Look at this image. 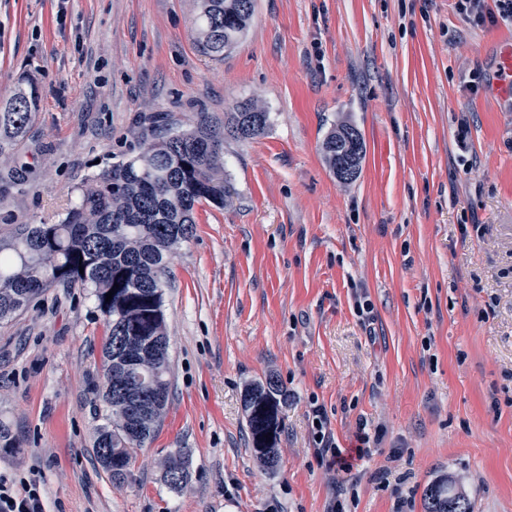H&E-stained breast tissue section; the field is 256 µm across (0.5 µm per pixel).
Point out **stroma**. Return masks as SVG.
I'll return each mask as SVG.
<instances>
[{
    "mask_svg": "<svg viewBox=\"0 0 512 512\" xmlns=\"http://www.w3.org/2000/svg\"><path fill=\"white\" fill-rule=\"evenodd\" d=\"M193 0H0V96L34 79L40 107L0 157V229L55 224L90 175L146 139L236 101L269 114L224 144V206H197L167 260L169 401L113 484L94 453L108 409L105 320L53 288L0 322V478L46 512H425L456 480L473 512H512V96L498 39L454 0H254L223 56L191 37ZM478 90H470L471 80ZM350 124L365 156L340 180L321 151ZM274 374L290 397L280 463L252 452L242 404ZM343 453L323 461L313 409ZM188 460L178 488L169 455Z\"/></svg>",
    "mask_w": 512,
    "mask_h": 512,
    "instance_id": "stroma-1",
    "label": "stroma"
}]
</instances>
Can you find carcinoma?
Segmentation results:
<instances>
[{
    "instance_id": "carcinoma-1",
    "label": "carcinoma",
    "mask_w": 512,
    "mask_h": 512,
    "mask_svg": "<svg viewBox=\"0 0 512 512\" xmlns=\"http://www.w3.org/2000/svg\"><path fill=\"white\" fill-rule=\"evenodd\" d=\"M193 2L194 40L213 57L237 43L253 16V0ZM38 107L32 82L0 100V155L25 137ZM268 120V113L253 102H238L224 113V133L205 120L193 131L150 142L88 178L60 223L13 224L0 237V321L57 286L88 288L97 301L108 330L101 398L111 414L97 428L95 454L116 483L128 478L131 451L154 437L169 400V355L157 347L167 338V256L193 236L196 205H222L231 197L224 180V140L253 139L265 131ZM352 130L344 124L322 142L327 163L344 181L356 175H343V163L350 161L358 170L364 157L363 140L353 145L346 138ZM115 224L123 226L122 233L112 234ZM288 397L273 375L243 393L250 447L269 470L280 462V414ZM165 479L173 487L183 484L186 468L180 457H168ZM424 507L425 512H472L469 498L446 477L427 486Z\"/></svg>"
}]
</instances>
